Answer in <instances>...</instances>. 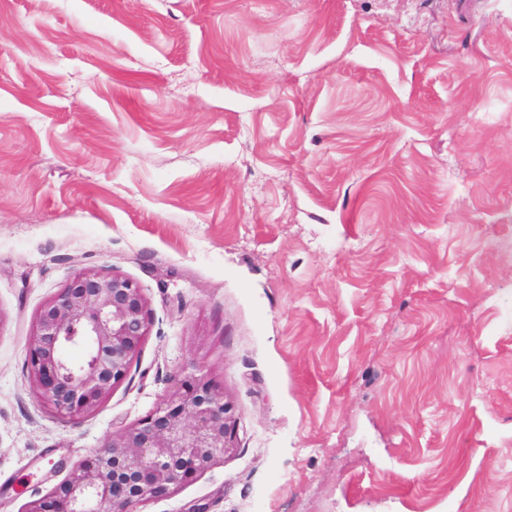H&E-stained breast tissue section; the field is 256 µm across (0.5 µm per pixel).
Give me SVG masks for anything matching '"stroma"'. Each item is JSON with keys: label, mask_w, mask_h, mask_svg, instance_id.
I'll return each mask as SVG.
<instances>
[{"label": "stroma", "mask_w": 512, "mask_h": 512, "mask_svg": "<svg viewBox=\"0 0 512 512\" xmlns=\"http://www.w3.org/2000/svg\"><path fill=\"white\" fill-rule=\"evenodd\" d=\"M85 269L151 326L73 423L25 340ZM182 369L238 448L142 512H512V0H0V512Z\"/></svg>", "instance_id": "35a3bbf8"}]
</instances>
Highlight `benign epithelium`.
Listing matches in <instances>:
<instances>
[{
    "label": "benign epithelium",
    "instance_id": "1",
    "mask_svg": "<svg viewBox=\"0 0 512 512\" xmlns=\"http://www.w3.org/2000/svg\"><path fill=\"white\" fill-rule=\"evenodd\" d=\"M149 332L148 300L135 281L83 270L37 311L25 344L27 379L45 404L79 422L127 379ZM79 344L86 359L69 371L62 350ZM237 426L224 386L182 369L156 409L112 432L22 512H139L234 454Z\"/></svg>",
    "mask_w": 512,
    "mask_h": 512
}]
</instances>
